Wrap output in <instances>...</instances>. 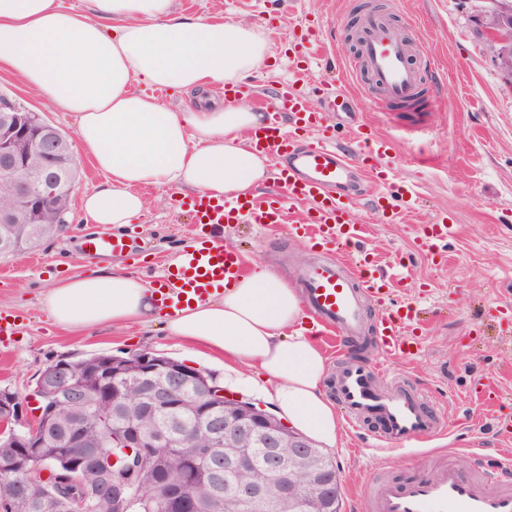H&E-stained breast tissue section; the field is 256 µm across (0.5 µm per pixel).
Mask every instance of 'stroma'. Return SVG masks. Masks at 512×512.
<instances>
[{"label": "stroma", "instance_id": "1", "mask_svg": "<svg viewBox=\"0 0 512 512\" xmlns=\"http://www.w3.org/2000/svg\"><path fill=\"white\" fill-rule=\"evenodd\" d=\"M362 0H175L177 13L216 20L243 18L269 30L275 52L272 66L251 78L252 108L271 98L292 72L288 41L307 25L316 27V44L329 58L352 52L347 25ZM404 31L416 30L426 59L431 102L422 119L425 131H405L409 112H378L362 84L343 77L348 100L333 116L339 142H349L357 123H369L376 137L398 136L395 175L413 183L418 197L399 223H387L371 198L378 188L360 187L354 217L367 225L366 244L381 268L406 264L412 284L402 302L420 304L426 321L417 354L395 359L408 372L406 388L441 402L447 409L449 437L436 439L410 456L370 457L366 449L378 429L364 423L343 430L329 449L341 479L342 512H369L359 487L399 476H423L454 464L465 476L496 467L500 452L512 451V332L500 329L489 313L506 309L512 320V85L495 62L491 44L476 26L486 0H378ZM5 91L67 133L72 119L46 97L29 90L16 75L0 70ZM73 208L65 231L39 246L0 257V314L17 327L0 344V386L14 391L22 405L33 399L35 378L47 365L70 356L114 355L153 351L224 378L223 355L204 348L190 350L166 336L155 323L75 333L55 326L37 308V298L55 278L102 266L135 272L153 281L176 258L193 233L189 215L178 208L182 192L173 185L147 186L146 208L121 234L134 238L136 255L96 256L82 252L80 241L95 233L83 221V198L105 180L89 158L80 160ZM453 229L440 258L417 253L414 240L441 213ZM247 266L269 269L295 282L298 268L316 253L286 226L242 224L218 230ZM488 382L500 399L485 406L472 399L474 379Z\"/></svg>", "mask_w": 512, "mask_h": 512}]
</instances>
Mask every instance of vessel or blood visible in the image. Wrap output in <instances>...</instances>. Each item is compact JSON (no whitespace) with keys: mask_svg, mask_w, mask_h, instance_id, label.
<instances>
[{"mask_svg":"<svg viewBox=\"0 0 512 512\" xmlns=\"http://www.w3.org/2000/svg\"><path fill=\"white\" fill-rule=\"evenodd\" d=\"M310 30H302L288 47V60L296 71L310 63ZM415 33L398 35L390 17L367 11L355 54L344 60L341 70L355 81L368 84L372 99L381 111L403 104L425 107L428 88L414 55ZM267 122L254 130V148L272 159L274 186L261 197L213 199L204 194L189 198L187 207L198 228L194 239L178 254L173 269L159 279L161 308L179 310L184 304L204 301L237 281L244 270L239 253L226 249L213 237L215 228L230 224H289L291 231L305 236L318 247L321 258L303 264L297 281L303 290L306 309L323 332L335 335L338 356L345 357V343L357 339L365 328L363 297L381 305L376 335L383 354L381 361H349L340 371L336 392L346 410L351 428L368 418L384 423L375 436L379 448L422 446L446 432L443 407L408 392L382 390L378 379L404 382L405 376L391 367V359L411 351L408 329L419 322L421 309L403 305L390 308L393 293L405 287L404 266L392 271L378 267L369 254L356 251L365 232L351 219L358 179L383 187L373 205L389 221H398L400 210L409 203L412 190L396 182L393 175L394 144L358 130L353 145L338 143L326 129L323 112L310 104L308 91L288 83L282 85L267 106ZM302 205L303 218L289 222V208ZM450 226L439 217L417 237L415 246L431 251L434 240L447 237ZM84 252L94 255L130 254V238L99 230L85 238ZM512 472V454H502L497 472L475 479L461 476L453 466L408 480L380 482L368 492L372 512H512V489L499 488V476Z\"/></svg>","mask_w":512,"mask_h":512,"instance_id":"b4317fda","label":"vessel or blood"}]
</instances>
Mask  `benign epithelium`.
Here are the masks:
<instances>
[{
  "mask_svg": "<svg viewBox=\"0 0 512 512\" xmlns=\"http://www.w3.org/2000/svg\"><path fill=\"white\" fill-rule=\"evenodd\" d=\"M478 28L495 45V58L504 77L512 82V0H496L478 19ZM79 166L74 138L37 112L0 96V186L9 188V200L0 204V252L12 253L21 238L34 240L47 228L45 189L57 184L61 174H71ZM137 384L142 406L148 411L173 409L183 398L185 388L194 386L199 396L194 428L207 439L208 447L192 449L199 461L224 459V466L213 467L214 492L207 501L183 494L173 483L158 495L165 512H222L223 497L232 503L231 512H314L308 507V490L316 487L334 508L337 485L324 476L317 464L318 445L293 430L266 406L242 396L227 393L209 382L203 372L151 351L137 354ZM101 380L95 386L71 380V365L56 362L41 371L35 381L37 415L29 416L15 392L0 391V435L12 428L8 448H26L39 453L45 432L62 408L70 411L71 428L64 434L69 447L83 460L93 463L102 485L123 497L131 488L132 476L160 449L170 444L168 433L144 430L123 417L121 402L126 396L119 360L100 364ZM105 406L112 433L98 440L86 437L85 426L91 410ZM224 410V419L218 411ZM235 452L220 455L219 449ZM264 449L266 470L278 485L275 493L241 481H223L255 466L251 448ZM64 512H92L94 496L62 499Z\"/></svg>",
  "mask_w": 512,
  "mask_h": 512,
  "instance_id": "benign-epithelium-1",
  "label": "benign epithelium"
}]
</instances>
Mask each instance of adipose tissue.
<instances>
[{"label":"adipose tissue","mask_w":512,"mask_h":512,"mask_svg":"<svg viewBox=\"0 0 512 512\" xmlns=\"http://www.w3.org/2000/svg\"><path fill=\"white\" fill-rule=\"evenodd\" d=\"M272 59L253 24L180 15L174 0H86L80 10L62 0H0V69L73 119L80 152L106 176L84 198L88 224L131 223L145 208L144 186L254 195L267 159L246 135L264 116L210 92L238 85ZM166 88L193 93L195 106L172 111L156 96ZM38 308L74 332L161 323L173 339L223 353L225 384L268 398L295 431L331 447L341 439L325 392L328 359L301 295L268 270L162 313L139 275L102 267L54 280Z\"/></svg>","instance_id":"ef3b65f1"}]
</instances>
